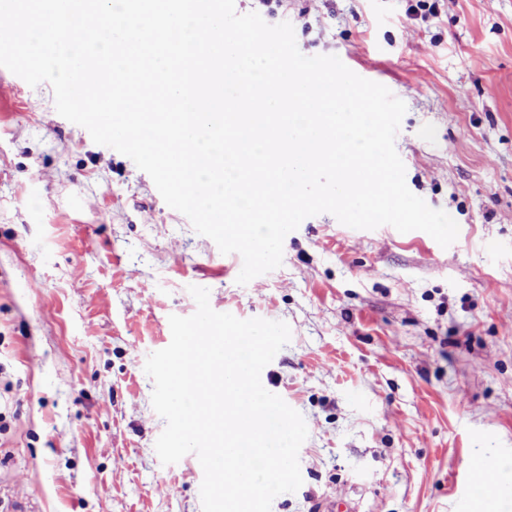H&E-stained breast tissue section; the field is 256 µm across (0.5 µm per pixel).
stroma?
I'll return each instance as SVG.
<instances>
[{"label":"stroma","instance_id":"obj_1","mask_svg":"<svg viewBox=\"0 0 512 512\" xmlns=\"http://www.w3.org/2000/svg\"><path fill=\"white\" fill-rule=\"evenodd\" d=\"M294 28L407 111L406 184L459 225L305 219L281 266L237 284L222 254L127 156L60 116L49 83L0 67V512H202L195 454L162 464L147 357L188 291L286 322L263 370L302 414V486L357 512H457L475 457L512 512V0H235Z\"/></svg>","mask_w":512,"mask_h":512}]
</instances>
